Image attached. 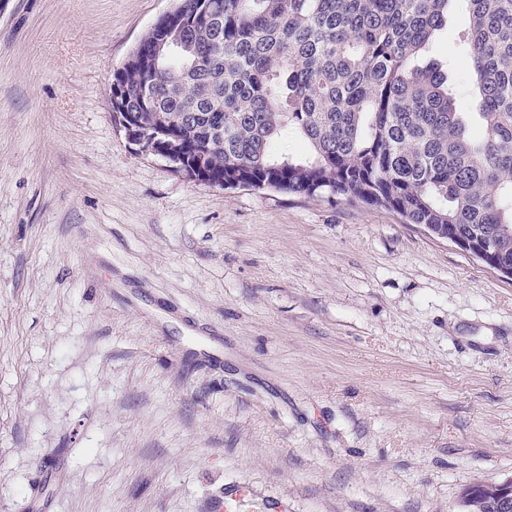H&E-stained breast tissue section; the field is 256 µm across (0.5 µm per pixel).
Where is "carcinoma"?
<instances>
[{
    "label": "carcinoma",
    "mask_w": 512,
    "mask_h": 512,
    "mask_svg": "<svg viewBox=\"0 0 512 512\" xmlns=\"http://www.w3.org/2000/svg\"><path fill=\"white\" fill-rule=\"evenodd\" d=\"M451 2L183 0L185 22L167 30L180 55L136 52L112 96L153 113L159 150L207 154L217 182L392 210L511 269L512 0H461L480 138L441 68L414 64ZM289 132L304 154L274 148Z\"/></svg>",
    "instance_id": "carcinoma-1"
}]
</instances>
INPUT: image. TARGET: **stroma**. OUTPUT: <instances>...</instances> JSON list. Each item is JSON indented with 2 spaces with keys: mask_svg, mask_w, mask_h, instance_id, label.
<instances>
[{
  "mask_svg": "<svg viewBox=\"0 0 512 512\" xmlns=\"http://www.w3.org/2000/svg\"><path fill=\"white\" fill-rule=\"evenodd\" d=\"M174 0L0 15V512H458L512 478V280L395 213L193 182L108 89ZM449 11L437 35L463 111ZM220 351L215 364L209 352Z\"/></svg>",
  "mask_w": 512,
  "mask_h": 512,
  "instance_id": "obj_1",
  "label": "stroma"
}]
</instances>
